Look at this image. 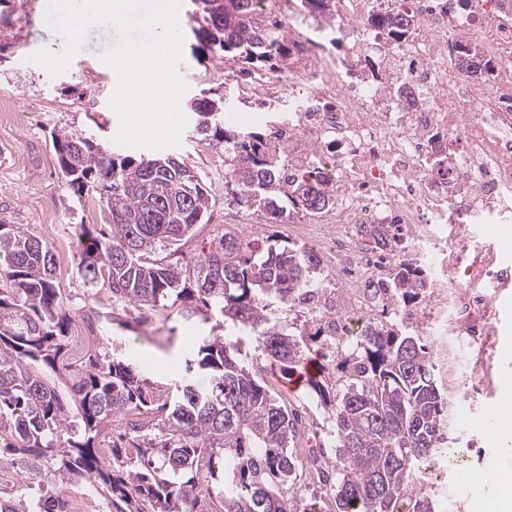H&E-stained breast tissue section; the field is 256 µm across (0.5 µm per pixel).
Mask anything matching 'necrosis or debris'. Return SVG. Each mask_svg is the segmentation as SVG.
<instances>
[{
	"mask_svg": "<svg viewBox=\"0 0 512 512\" xmlns=\"http://www.w3.org/2000/svg\"><path fill=\"white\" fill-rule=\"evenodd\" d=\"M290 36L281 73L239 79L265 112L271 149L310 172L332 206L298 225L328 274L307 301L338 350L376 319L375 288L395 268H420L434 321L435 371L456 374L448 332L488 335L486 287L512 283L473 224L512 223V0H332L313 30L298 0H261ZM411 17L395 37L390 15ZM399 235L382 247L364 233Z\"/></svg>",
	"mask_w": 512,
	"mask_h": 512,
	"instance_id": "necrosis-or-debris-1",
	"label": "necrosis or debris"
}]
</instances>
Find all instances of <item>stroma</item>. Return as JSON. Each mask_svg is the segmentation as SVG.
Masks as SVG:
<instances>
[{"mask_svg": "<svg viewBox=\"0 0 512 512\" xmlns=\"http://www.w3.org/2000/svg\"><path fill=\"white\" fill-rule=\"evenodd\" d=\"M112 42V31L92 28L84 49L73 56L66 71L49 77L30 63L29 57L45 45L61 51L64 41L47 26L40 0H0V100L17 112L13 125L0 128V220L23 225L54 248L63 241L71 243L66 260L57 264L55 285L64 297L71 328L85 323L98 335L89 351L68 343L56 372L50 373L64 398L69 397L71 384L93 351L135 363L146 358L172 363L173 371L150 378L157 386L169 384L174 370L183 369L187 354L212 328L200 315L184 319L181 306L168 302L148 313L151 321H144L147 313L142 308L115 301L108 289L86 284L78 272L80 256L73 243L82 227L93 230L107 223L108 212L99 196L80 198L64 186L52 137L86 129L95 132L99 144L114 154L129 155V148L112 142L118 121L108 99L116 79L99 59ZM182 63L189 71L186 99L223 94L222 65L197 61L188 53ZM172 154L193 170L212 194L204 223L182 243L186 256L198 254L217 234L239 228L256 239L270 236L298 248L307 247V240L291 225L264 223L260 213L226 198L224 148L199 140L194 124H187L181 145ZM488 295L494 335L476 342L465 338L453 341L457 358L452 398L455 422L448 427V437L457 453L440 479L447 495L436 498L438 512H484L486 497L495 492L484 478L500 470L506 458L501 439L487 422L504 392H512V288H492ZM281 321L290 333L308 336L305 357L319 362L322 376L330 383L344 384L334 363L335 349L313 338L314 325L306 309H285ZM243 357L259 376L268 377L275 394L301 415L303 423L319 426L326 445H333L334 422L309 388L289 391L288 377L270 374L269 363L255 345H247Z\"/></svg>", "mask_w": 512, "mask_h": 512, "instance_id": "35a3bbf8", "label": "stroma"}]
</instances>
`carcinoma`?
Listing matches in <instances>:
<instances>
[{
    "label": "carcinoma",
    "mask_w": 512,
    "mask_h": 512,
    "mask_svg": "<svg viewBox=\"0 0 512 512\" xmlns=\"http://www.w3.org/2000/svg\"><path fill=\"white\" fill-rule=\"evenodd\" d=\"M257 2L201 0L193 57L243 71L288 58V31L258 17ZM229 106L223 95L189 103L201 140L224 144V184L234 202L261 209L268 224L282 222L289 206L311 215L331 204L311 174L288 186L266 130L225 124ZM54 148L64 185L78 196L98 194L111 217L108 231L83 228V279L143 308L171 300L189 317L201 312L230 325L234 335L203 337L156 407L137 366L89 355L72 386L76 424L36 368L56 366L66 348L70 317L54 284L55 253L21 225L0 221V431L10 435L0 459L24 466L47 487L32 509L29 484L21 485L15 497L0 499V512H69L58 485L80 483L99 495L103 512H197L214 501V512H318L312 500L285 496L299 473L290 450L298 419L242 357L253 339L281 372L299 366L300 341L277 312L318 286L317 255L270 237L256 246L226 230L191 260L166 261L159 252L192 237L205 220L211 195L201 179L167 156L118 158L83 130L54 138ZM421 281L420 271L398 268L392 296L410 304ZM340 368L345 390L333 394L319 379L309 385L335 423L331 512H400L405 504L408 512H434L430 497L410 496L418 465L452 455L440 443L448 405L428 348L380 321ZM155 410L162 416H152ZM117 416L143 420L130 421L134 447L115 446L106 458L95 442Z\"/></svg>",
    "instance_id": "1"
}]
</instances>
